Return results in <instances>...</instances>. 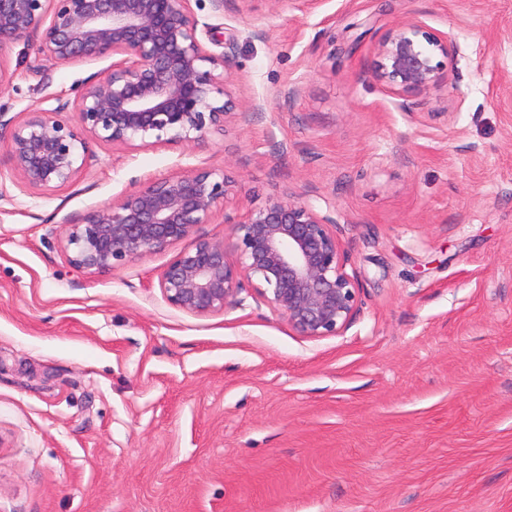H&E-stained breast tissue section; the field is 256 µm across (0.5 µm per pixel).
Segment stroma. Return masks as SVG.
Returning a JSON list of instances; mask_svg holds the SVG:
<instances>
[{"label":"stroma","instance_id":"stroma-1","mask_svg":"<svg viewBox=\"0 0 512 512\" xmlns=\"http://www.w3.org/2000/svg\"><path fill=\"white\" fill-rule=\"evenodd\" d=\"M455 43L409 108L368 76L410 14ZM235 96L199 144L96 141L76 183L27 195L0 145V512H512V0H224L198 12ZM266 35H253L257 19ZM11 118L111 60L0 51ZM292 102L272 94L291 81ZM234 186L197 234L268 199L336 206L360 310L311 339L241 294L196 316L163 268L68 263L64 221L179 169Z\"/></svg>","mask_w":512,"mask_h":512}]
</instances>
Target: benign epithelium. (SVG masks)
Here are the masks:
<instances>
[{
    "mask_svg": "<svg viewBox=\"0 0 512 512\" xmlns=\"http://www.w3.org/2000/svg\"><path fill=\"white\" fill-rule=\"evenodd\" d=\"M191 0H0V51L39 37L56 64L116 58L69 99L45 96L10 127L12 178L26 194L75 182L89 141L117 148L189 146L222 132L245 103L229 90L225 56L198 38ZM454 40L416 15L373 46V80L402 107L444 82ZM73 111V121L61 114ZM231 180L200 168L148 179L76 223L66 249L77 271L106 272L161 252L210 223ZM336 207L295 196L270 198L233 222L236 257L224 242L196 238L159 276L167 301L197 316L224 310L252 289L288 326L309 338L340 336L359 308L361 285L346 270Z\"/></svg>",
    "mask_w": 512,
    "mask_h": 512,
    "instance_id": "1",
    "label": "benign epithelium"
}]
</instances>
